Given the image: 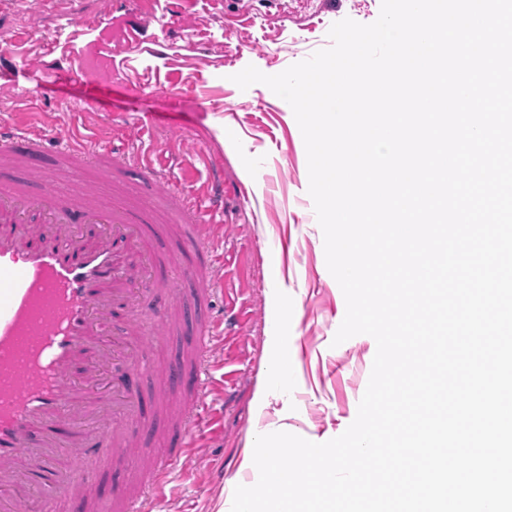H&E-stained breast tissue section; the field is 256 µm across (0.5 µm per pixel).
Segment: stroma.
Wrapping results in <instances>:
<instances>
[{
  "label": "stroma",
  "instance_id": "obj_1",
  "mask_svg": "<svg viewBox=\"0 0 512 512\" xmlns=\"http://www.w3.org/2000/svg\"><path fill=\"white\" fill-rule=\"evenodd\" d=\"M0 0V122L72 132L125 150L135 161L185 173L196 191L224 183V389L213 392L218 425L200 433L192 466L176 467L174 495L153 512H231L236 486L254 485L257 435L285 431L322 443L354 421L376 342L334 344L343 292L325 259L323 231L308 193L307 154L290 105L267 86L240 89L247 66L275 75L329 48L331 26L379 16L381 0ZM35 29L57 30L53 54L33 45ZM96 100L97 111L85 109ZM288 318L280 320V305ZM182 337L160 341L140 377L142 436L168 459L159 395Z\"/></svg>",
  "mask_w": 512,
  "mask_h": 512
}]
</instances>
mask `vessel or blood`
Here are the masks:
<instances>
[{
	"label": "vessel or blood",
	"mask_w": 512,
	"mask_h": 512,
	"mask_svg": "<svg viewBox=\"0 0 512 512\" xmlns=\"http://www.w3.org/2000/svg\"><path fill=\"white\" fill-rule=\"evenodd\" d=\"M39 156L71 163L70 185L42 176L38 189L16 186V171ZM89 167L110 184L130 161L89 140L0 126V512H148L173 482L170 464L137 457L141 400L132 381L149 364L140 299L157 286L150 211L159 192L184 220L183 245L195 260L181 276L207 309L192 337V394L166 422L177 433L174 462L191 459L198 427L211 422L206 395L224 319L209 305L224 256L205 238L204 218L216 193L149 165L132 182L138 204L106 205L84 180ZM91 343L94 358L74 375V357ZM103 376L111 394L93 395ZM129 462L139 463L141 485L99 499L92 473Z\"/></svg>",
	"instance_id": "b4317fda"
}]
</instances>
